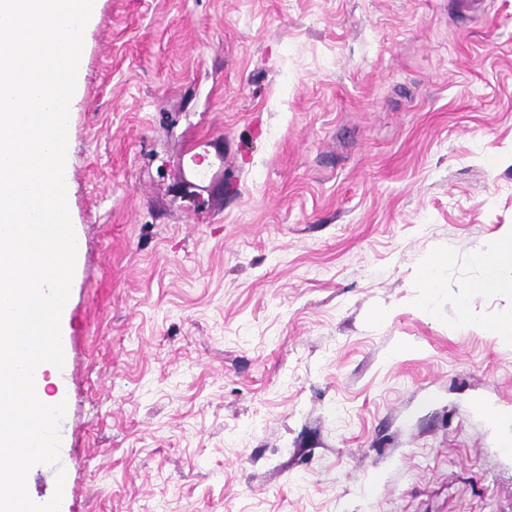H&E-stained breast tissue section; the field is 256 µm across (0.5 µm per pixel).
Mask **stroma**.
Returning <instances> with one entry per match:
<instances>
[{
  "label": "stroma",
  "instance_id": "1",
  "mask_svg": "<svg viewBox=\"0 0 512 512\" xmlns=\"http://www.w3.org/2000/svg\"><path fill=\"white\" fill-rule=\"evenodd\" d=\"M61 512H512V0H97ZM223 184L180 182L202 135ZM446 257L430 309L421 268ZM471 314L458 323V300ZM64 484H57V473ZM475 259L484 268L485 275L471 288L482 292L498 291L502 288L500 270L512 265V232L495 239L487 249L477 253Z\"/></svg>",
  "mask_w": 512,
  "mask_h": 512
}]
</instances>
